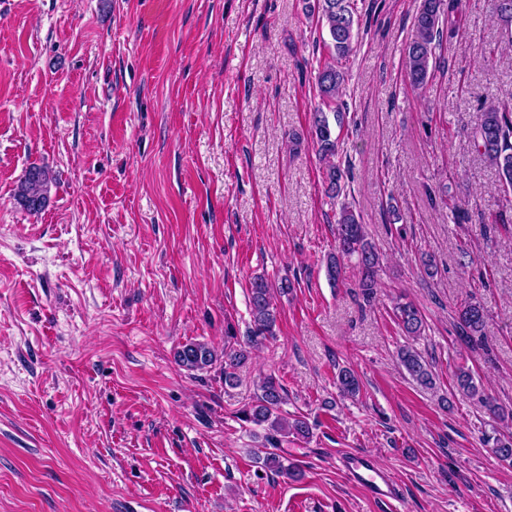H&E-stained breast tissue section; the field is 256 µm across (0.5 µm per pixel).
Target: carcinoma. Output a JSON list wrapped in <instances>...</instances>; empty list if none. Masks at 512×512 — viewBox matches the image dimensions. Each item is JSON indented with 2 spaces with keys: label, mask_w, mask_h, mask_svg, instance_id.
<instances>
[{
  "label": "carcinoma",
  "mask_w": 512,
  "mask_h": 512,
  "mask_svg": "<svg viewBox=\"0 0 512 512\" xmlns=\"http://www.w3.org/2000/svg\"><path fill=\"white\" fill-rule=\"evenodd\" d=\"M307 12L317 14V23L327 32L331 58L317 71L315 90L321 107L312 115L311 138L322 181L328 197L336 200L344 195L350 171L338 158V137L331 121H341L336 111L343 95L347 72L343 62L354 52L355 36L359 31V16L352 0H313L307 4ZM461 9L460 0H420L413 23V31L407 43L406 67L412 86L424 89L436 68V50L441 47L444 34L455 30L456 17ZM477 152L498 171L502 186L512 187V105L499 101L483 103L479 117L471 131ZM49 173L42 167H30L15 193L16 200L29 212L40 211L47 200ZM336 252L326 259V276L332 287L345 280V262L355 260L358 269L357 287L368 302L375 300L378 288V272L383 256L371 240L367 225L351 203L343 201L336 210ZM284 292L290 288L288 280L278 283L264 276H256L250 282L249 309L252 318L251 341L260 342L277 335L278 313L274 303V289ZM394 319L404 336L417 338L425 332V321L414 304L397 298L391 308ZM456 326L468 345L485 343L487 311L477 299L461 303L455 310ZM244 359L241 349H224V384L235 381L233 369ZM218 360L215 350L204 342L184 344L175 354L178 366L188 371H200L212 367ZM400 366L408 376L425 389L434 388L432 365L410 346L398 352ZM456 391L463 397L475 399L488 414L512 425V411L507 412L496 400L484 393L480 382L469 368L459 365L454 372ZM339 392L354 397L360 392V381L350 367L339 369L336 375ZM287 400V392L278 379L268 374L257 383V392L251 403L240 410L242 418L265 427V443L269 445L263 458L264 467L277 475L296 478L300 472L288 457L279 452L282 442L310 437V425L304 416L291 419L281 414ZM484 440L492 442V452L502 461H512V437L495 433Z\"/></svg>",
  "instance_id": "carcinoma-1"
}]
</instances>
